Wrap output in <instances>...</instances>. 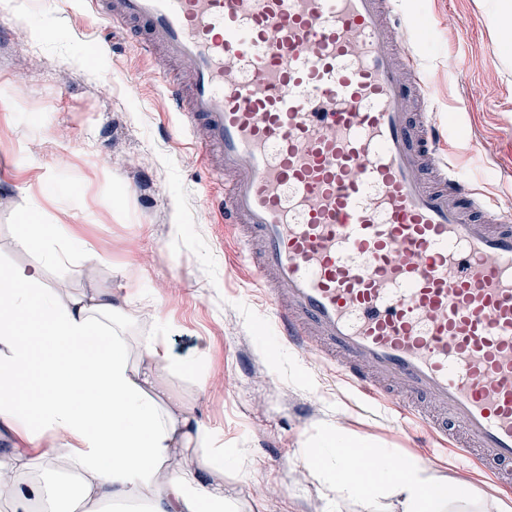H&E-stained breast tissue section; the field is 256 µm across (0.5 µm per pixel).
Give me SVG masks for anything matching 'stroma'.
<instances>
[{"instance_id":"35a3bbf8","label":"stroma","mask_w":512,"mask_h":512,"mask_svg":"<svg viewBox=\"0 0 512 512\" xmlns=\"http://www.w3.org/2000/svg\"><path fill=\"white\" fill-rule=\"evenodd\" d=\"M500 0H400L409 48L427 75L422 95L474 187L512 211V60L498 30ZM162 65L81 0H0V266H26L14 247L19 216L36 210L72 244L45 271L47 286L87 287L88 247L104 262L102 288L135 287L156 318L134 336H164L193 373L171 372L170 391L195 405L233 463L224 495L236 512H360L337 502L330 460L312 457L343 427L366 445L469 481L483 512L512 501L484 471L457 470L437 437L362 395L335 364L280 336L267 295L224 197L189 141L160 80Z\"/></svg>"}]
</instances>
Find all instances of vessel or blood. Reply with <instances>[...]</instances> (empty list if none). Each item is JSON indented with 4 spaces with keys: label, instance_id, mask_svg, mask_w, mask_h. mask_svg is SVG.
<instances>
[{
    "label": "vessel or blood",
    "instance_id": "b4317fda",
    "mask_svg": "<svg viewBox=\"0 0 512 512\" xmlns=\"http://www.w3.org/2000/svg\"><path fill=\"white\" fill-rule=\"evenodd\" d=\"M163 76L216 155L284 336L365 395H423L464 459L512 466V217L437 162L395 0H86Z\"/></svg>",
    "mask_w": 512,
    "mask_h": 512
}]
</instances>
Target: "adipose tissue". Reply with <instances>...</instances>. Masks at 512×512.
I'll return each mask as SVG.
<instances>
[{"instance_id":"obj_1","label":"adipose tissue","mask_w":512,"mask_h":512,"mask_svg":"<svg viewBox=\"0 0 512 512\" xmlns=\"http://www.w3.org/2000/svg\"><path fill=\"white\" fill-rule=\"evenodd\" d=\"M17 246L37 252L36 264L0 269V429L10 448L0 453V503L9 512H57L49 474L73 476L78 494L69 512H102L106 503L136 512H230L224 498V454L195 461L212 448L211 432L194 406L173 396L163 378L176 364L160 336H133L147 308L108 288L73 293L47 286L45 264L69 252L52 225L27 216ZM39 361L42 391L30 396L24 376ZM356 442L329 433L319 450L333 462L340 498L361 512H470L467 481L437 494L438 476L414 461H395L386 448L368 453L366 480L342 477Z\"/></svg>"}]
</instances>
